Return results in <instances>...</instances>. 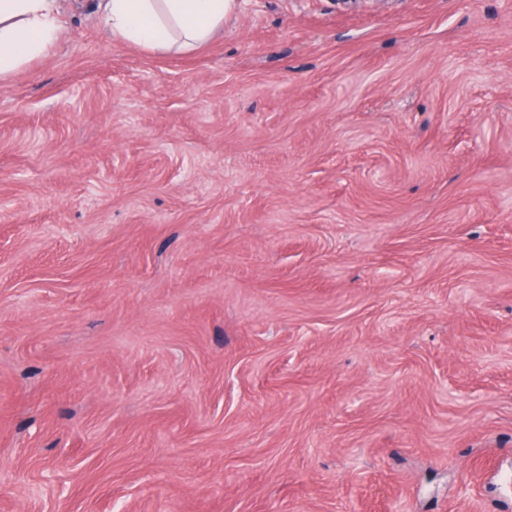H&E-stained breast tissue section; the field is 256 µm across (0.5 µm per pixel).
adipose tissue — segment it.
Returning a JSON list of instances; mask_svg holds the SVG:
<instances>
[{
	"label": "adipose tissue",
	"mask_w": 512,
	"mask_h": 512,
	"mask_svg": "<svg viewBox=\"0 0 512 512\" xmlns=\"http://www.w3.org/2000/svg\"><path fill=\"white\" fill-rule=\"evenodd\" d=\"M113 37L152 51L207 44L235 9V0H101ZM56 0H0V80L13 78L57 45Z\"/></svg>",
	"instance_id": "ef3b65f1"
}]
</instances>
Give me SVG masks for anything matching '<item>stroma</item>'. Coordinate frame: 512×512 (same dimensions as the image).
<instances>
[{
  "label": "stroma",
  "instance_id": "obj_1",
  "mask_svg": "<svg viewBox=\"0 0 512 512\" xmlns=\"http://www.w3.org/2000/svg\"><path fill=\"white\" fill-rule=\"evenodd\" d=\"M97 4L0 83V512H512V0ZM100 1L112 37L152 51L202 47L235 9V0Z\"/></svg>",
  "mask_w": 512,
  "mask_h": 512
}]
</instances>
